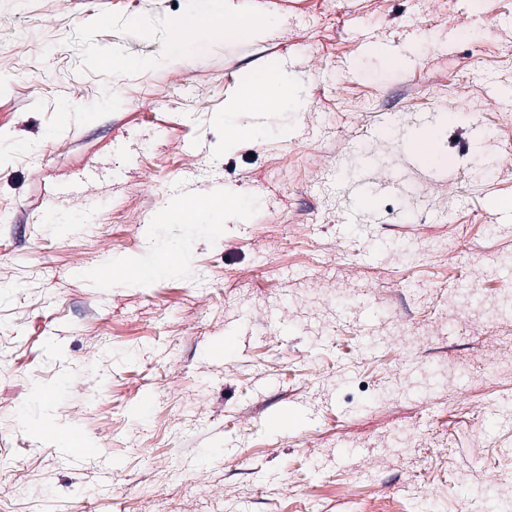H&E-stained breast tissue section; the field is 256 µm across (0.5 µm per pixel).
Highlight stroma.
Masks as SVG:
<instances>
[{
	"mask_svg": "<svg viewBox=\"0 0 512 512\" xmlns=\"http://www.w3.org/2000/svg\"><path fill=\"white\" fill-rule=\"evenodd\" d=\"M194 7L0 0V512H490L512 311L454 300L512 287V0H232L266 29L171 54ZM115 52L144 65L101 70ZM272 66L296 99L226 114ZM382 112L367 149L407 192L351 225L330 175ZM426 113L439 151L412 165ZM225 194L215 228L157 221ZM171 248L165 277L102 272Z\"/></svg>",
	"mask_w": 512,
	"mask_h": 512,
	"instance_id": "stroma-1",
	"label": "stroma"
}]
</instances>
